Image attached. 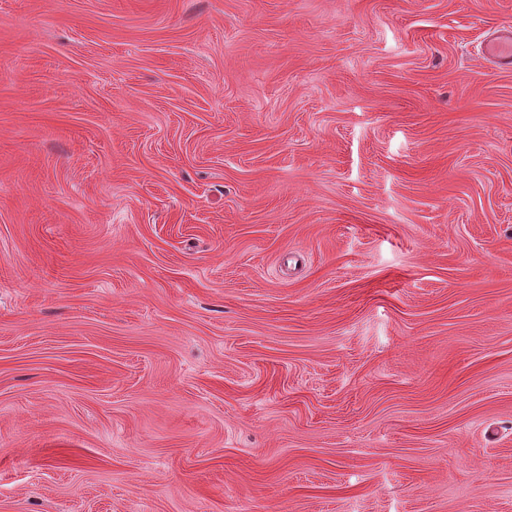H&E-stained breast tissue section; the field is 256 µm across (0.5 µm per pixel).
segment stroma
Returning a JSON list of instances; mask_svg holds the SVG:
<instances>
[{"mask_svg":"<svg viewBox=\"0 0 512 512\" xmlns=\"http://www.w3.org/2000/svg\"><path fill=\"white\" fill-rule=\"evenodd\" d=\"M512 0H0V512H512ZM485 57L498 66L512 68V33L509 30L486 41L484 46Z\"/></svg>","mask_w":512,"mask_h":512,"instance_id":"1","label":"stroma"}]
</instances>
